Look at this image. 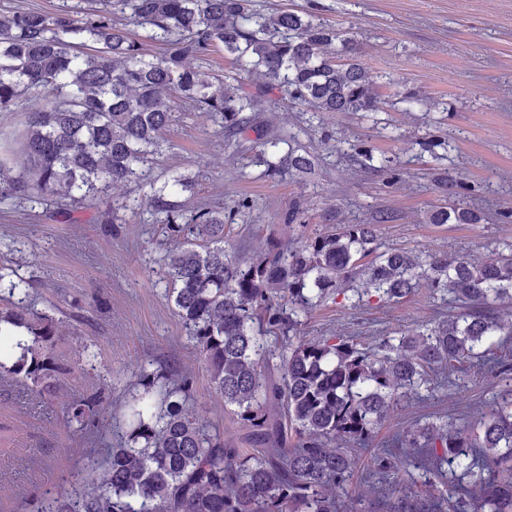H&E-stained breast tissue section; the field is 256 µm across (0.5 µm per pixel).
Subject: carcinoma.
I'll return each instance as SVG.
<instances>
[{"label": "carcinoma", "instance_id": "1", "mask_svg": "<svg viewBox=\"0 0 512 512\" xmlns=\"http://www.w3.org/2000/svg\"><path fill=\"white\" fill-rule=\"evenodd\" d=\"M102 2L79 16L67 9L0 14V112L16 111L31 94L48 98L19 135L23 171L13 173L9 149L0 152V202L53 208L66 218L102 205L107 224L151 208L154 223L182 240L168 255L166 295L214 389L263 451L244 456L233 439L208 433L186 408L189 383L144 364L145 391L130 406L127 442L108 449L104 470L94 462L85 468V487L45 499L37 512H348L336 490L354 475L349 446L368 447L399 399L452 382L466 360L512 378V364L493 352L495 336L512 335V319L495 312L503 302L512 308V246L490 262L381 251L374 225L343 224L299 246L274 240L256 256L231 257L224 208L171 201L191 187L184 175L151 184L143 198H110V187L144 181V164L163 151L179 105L205 114L230 141L250 128L244 113L263 112L266 103L376 112L380 100L354 41L310 14H264L251 0ZM150 44L164 52L149 53ZM221 50L255 76L256 92L186 63ZM288 142H263L266 176L281 172L277 152ZM463 189L461 181L446 183L453 204L433 210L430 223L483 221L461 200ZM358 277L365 292L389 302L424 282L461 311L371 349L343 337L292 341L302 314ZM3 285L9 300L0 307V369L49 387L47 343L56 321L28 308V282L1 273ZM274 356L277 380L260 370ZM391 445L418 449L417 467L440 473L446 466L458 481L445 495L394 497L391 462L379 455L366 473L376 508L512 512V397L494 404L473 432L455 428L446 414L404 430Z\"/></svg>", "mask_w": 512, "mask_h": 512}]
</instances>
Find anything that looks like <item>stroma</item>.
<instances>
[{
	"label": "stroma",
	"mask_w": 512,
	"mask_h": 512,
	"mask_svg": "<svg viewBox=\"0 0 512 512\" xmlns=\"http://www.w3.org/2000/svg\"><path fill=\"white\" fill-rule=\"evenodd\" d=\"M258 9L308 12L354 38L357 61L382 104L376 112L309 111L281 104L254 113L272 136L294 134L310 170L263 174L255 138L228 146L198 112L178 113L166 134L169 147L144 167L148 182L178 172L194 190L178 201L232 208L242 196L255 207L224 227V248L239 255L265 249L270 239L293 243L339 224H374L384 249L426 251L442 257L496 259L512 245V219L436 226L427 212L446 203L438 182L463 181L467 202L484 212L512 211V0H254ZM389 160L396 179L369 167ZM299 206L295 223L285 216ZM393 221L375 224L380 211ZM77 223L0 203V269L29 283V300L51 311L58 334L50 353L59 379L52 393L0 373V512H36L48 496L70 491L89 461L125 434L124 413L142 393L139 368L153 363L192 384L187 407L205 430L244 438L237 417L211 383L165 294V258L175 246L149 212L124 224L103 223L93 208ZM449 306L438 290L420 287L397 302L370 298L351 306L325 299L302 317L300 339L349 336L376 345L383 335L409 333L442 320ZM512 385L485 367L463 366L454 386L407 396L380 426L369 447L355 449L349 486L363 491L371 456L389 453L400 485L438 492L449 475L405 465L390 439L427 415L458 404L459 420L474 425L493 396ZM97 398L102 406L84 424L69 422L68 406Z\"/></svg>",
	"instance_id": "stroma-1"
}]
</instances>
